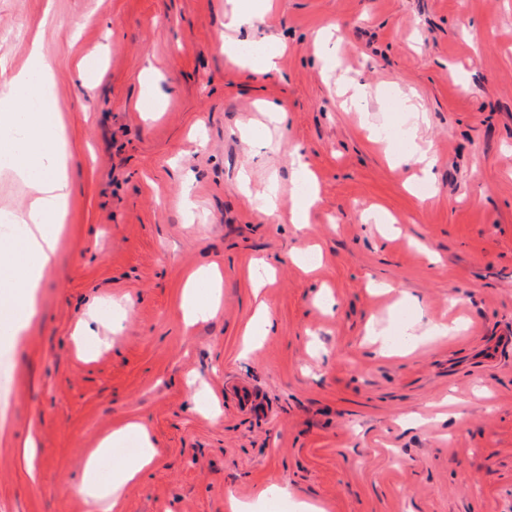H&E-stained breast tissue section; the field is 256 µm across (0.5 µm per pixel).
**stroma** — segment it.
<instances>
[{
    "label": "stroma",
    "mask_w": 512,
    "mask_h": 512,
    "mask_svg": "<svg viewBox=\"0 0 512 512\" xmlns=\"http://www.w3.org/2000/svg\"><path fill=\"white\" fill-rule=\"evenodd\" d=\"M275 2L251 34L287 49L254 78L215 49L230 0H0V68L40 42L76 185L38 313L0 345V512H91L83 451L129 421L159 454L113 512H231L272 483L288 494L262 512H512V0ZM340 70L368 84L361 108L340 107ZM411 106L438 159L422 205L383 135ZM296 144L320 198L301 230L239 189L290 190ZM372 206L393 225L363 222ZM259 257L272 323L247 354ZM210 262L219 311L185 327L184 282ZM96 310L87 349L73 332ZM455 317L458 335L432 334ZM371 325L399 355H377Z\"/></svg>",
    "instance_id": "obj_1"
}]
</instances>
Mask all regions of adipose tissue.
Masks as SVG:
<instances>
[{"instance_id": "ef3b65f1", "label": "adipose tissue", "mask_w": 512, "mask_h": 512, "mask_svg": "<svg viewBox=\"0 0 512 512\" xmlns=\"http://www.w3.org/2000/svg\"><path fill=\"white\" fill-rule=\"evenodd\" d=\"M243 47V41L231 38L216 44L219 53L252 74L276 73L279 43H259L249 53ZM51 83V68L36 51L27 69L0 84V171L22 181L30 195L27 209L17 217L24 227L22 236L0 249V266L14 271L9 281L0 284V326L6 330L1 341L8 346L27 331L37 312L44 272L56 260L73 192L62 113L51 95L33 94L35 88ZM291 165L295 180L305 188L289 213L290 223L300 229L308 222L317 193L300 151L292 152ZM220 298L219 271L210 265L194 270L186 279L180 303L185 323L191 325L214 316ZM133 436L139 439L138 453L113 458V449L122 447ZM157 454L146 427L139 422H127L102 437L88 453L76 491L100 512H111L125 487Z\"/></svg>"}]
</instances>
